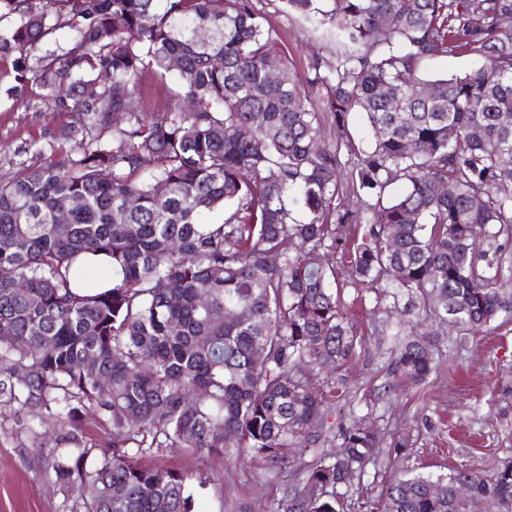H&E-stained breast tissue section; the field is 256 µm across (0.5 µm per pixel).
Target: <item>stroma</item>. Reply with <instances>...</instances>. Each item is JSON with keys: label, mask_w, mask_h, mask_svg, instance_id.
<instances>
[{"label": "stroma", "mask_w": 512, "mask_h": 512, "mask_svg": "<svg viewBox=\"0 0 512 512\" xmlns=\"http://www.w3.org/2000/svg\"><path fill=\"white\" fill-rule=\"evenodd\" d=\"M280 43L297 70H306L312 55L336 60V45L323 27L295 16H271ZM176 76L144 74L137 86L143 111L160 112L175 101ZM65 113L45 101L38 86L16 99H0V173L18 172L20 153L31 143L55 140ZM438 367L422 385L399 396L382 385L389 364V346L362 352L348 372L350 391L367 399L383 443L396 431L409 433L412 445L396 460L399 469L444 473L453 467L488 470L512 459V323H491L483 333L462 335L449 324L438 328ZM165 465L204 477L192 484L197 512H267L282 498L286 479L270 480L260 464L244 467L235 459L166 455ZM61 498L26 448L9 412L0 413V512H59Z\"/></svg>", "instance_id": "stroma-1"}]
</instances>
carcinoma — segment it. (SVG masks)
<instances>
[{"mask_svg":"<svg viewBox=\"0 0 512 512\" xmlns=\"http://www.w3.org/2000/svg\"><path fill=\"white\" fill-rule=\"evenodd\" d=\"M270 6L325 27L335 68L314 57L298 73ZM505 14L512 0H0V96L36 84L69 116L67 158L38 142L41 164L0 173V406L61 512H195L193 474L161 459L230 448L276 475L312 449L269 512L372 508L352 487L376 464L377 434L353 412L328 427L367 345L344 288L376 285L399 317L393 393L435 367L422 323L512 322ZM461 53L482 63L422 77ZM174 70V106L141 111L139 77ZM353 114L369 138H351ZM345 171L357 210L336 203ZM65 199L81 205L59 224ZM98 253L112 288L76 291ZM85 414L109 428L98 452ZM384 496L385 512H512V460L412 472Z\"/></svg>","mask_w":512,"mask_h":512,"instance_id":"1","label":"carcinoma"}]
</instances>
